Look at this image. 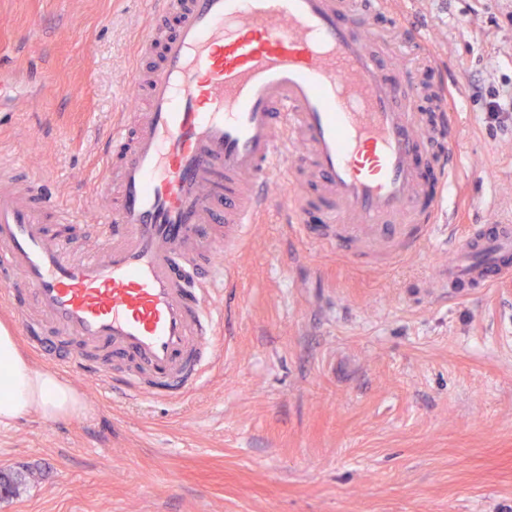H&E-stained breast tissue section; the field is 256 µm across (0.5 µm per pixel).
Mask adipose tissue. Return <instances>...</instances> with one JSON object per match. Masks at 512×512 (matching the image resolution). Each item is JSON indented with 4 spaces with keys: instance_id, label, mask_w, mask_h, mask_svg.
Returning <instances> with one entry per match:
<instances>
[{
    "instance_id": "ef3b65f1",
    "label": "adipose tissue",
    "mask_w": 512,
    "mask_h": 512,
    "mask_svg": "<svg viewBox=\"0 0 512 512\" xmlns=\"http://www.w3.org/2000/svg\"><path fill=\"white\" fill-rule=\"evenodd\" d=\"M81 408L74 389L57 375L36 371L19 351L12 330L0 326V424L33 412L60 420Z\"/></svg>"
}]
</instances>
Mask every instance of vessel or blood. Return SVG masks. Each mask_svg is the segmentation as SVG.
<instances>
[{"label":"vessel or blood","mask_w":512,"mask_h":512,"mask_svg":"<svg viewBox=\"0 0 512 512\" xmlns=\"http://www.w3.org/2000/svg\"><path fill=\"white\" fill-rule=\"evenodd\" d=\"M397 22L389 37L375 20ZM136 68L145 99L109 135L119 193L81 213L53 200L15 161L0 162V291L28 336L44 329L111 350L130 395L169 402L202 388L222 354L229 283L247 226L264 223L274 183L300 236L353 263L408 258L430 241L443 198L422 214L418 153L441 146L455 180L461 133L452 93L433 94L441 128L421 118L414 71L433 68L432 42L403 0H156ZM324 221L306 220L311 200ZM58 224H89L75 253ZM512 279V224H470L438 261L443 294ZM98 371L69 357L43 369Z\"/></svg>","instance_id":"1"}]
</instances>
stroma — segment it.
<instances>
[{
    "label": "stroma",
    "mask_w": 512,
    "mask_h": 512,
    "mask_svg": "<svg viewBox=\"0 0 512 512\" xmlns=\"http://www.w3.org/2000/svg\"><path fill=\"white\" fill-rule=\"evenodd\" d=\"M407 6L434 81L464 84L432 252L366 269L272 211L224 291L228 348L206 387L167 403L71 379L81 412L0 426V467L25 471L0 512H512V284L427 287L462 225L512 223V0ZM151 7L0 0V160L21 157L67 207L97 205Z\"/></svg>",
    "instance_id": "obj_1"
}]
</instances>
